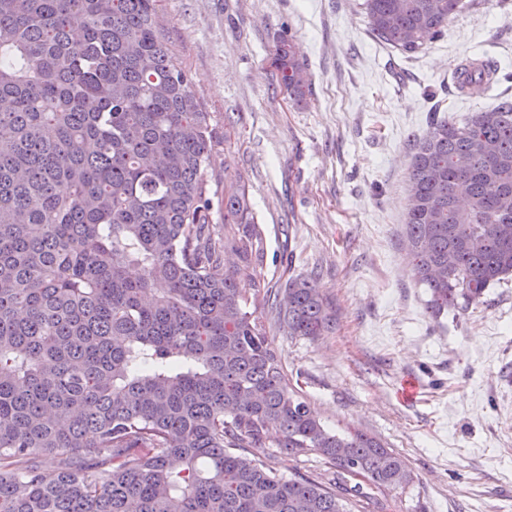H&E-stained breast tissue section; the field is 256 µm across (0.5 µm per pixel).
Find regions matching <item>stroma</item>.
<instances>
[{
    "mask_svg": "<svg viewBox=\"0 0 512 512\" xmlns=\"http://www.w3.org/2000/svg\"><path fill=\"white\" fill-rule=\"evenodd\" d=\"M357 3L161 0L159 11L197 97L234 122L213 166L245 178L259 279L316 277L334 316L309 340L259 307L291 384L328 428L376 436L414 470L405 492L372 490L365 512H512V278L436 319L402 246L413 143L434 101L459 120L512 99V0H478L410 56L376 39ZM285 35L310 81L303 105L272 65ZM469 58L496 61L505 80L460 94L452 72ZM258 460L285 478L332 477L316 453Z\"/></svg>",
    "mask_w": 512,
    "mask_h": 512,
    "instance_id": "1",
    "label": "stroma"
}]
</instances>
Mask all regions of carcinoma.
<instances>
[{
	"label": "carcinoma",
	"instance_id": "carcinoma-1",
	"mask_svg": "<svg viewBox=\"0 0 512 512\" xmlns=\"http://www.w3.org/2000/svg\"><path fill=\"white\" fill-rule=\"evenodd\" d=\"M474 2L361 9L411 55ZM158 8L0 0V512H352L368 498L357 476L406 490V458L326 428L250 310L282 292L288 335L332 327L316 278L257 280L264 242L238 174H224V237L210 233L217 130ZM299 54L276 45L303 102ZM454 78L479 95L496 71L465 60ZM409 192L404 247L427 312L465 311L512 276V101L432 121ZM271 437L334 477L258 463Z\"/></svg>",
	"mask_w": 512,
	"mask_h": 512
}]
</instances>
